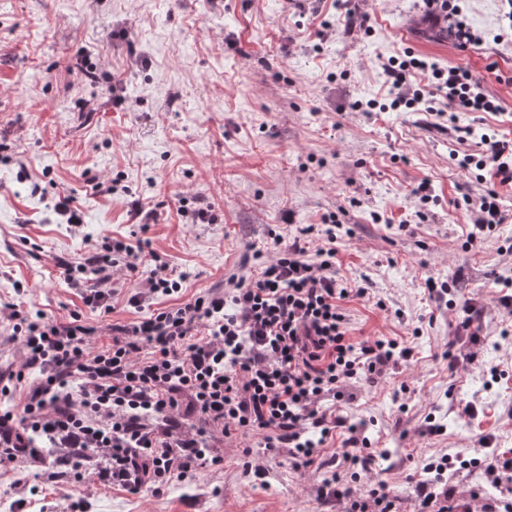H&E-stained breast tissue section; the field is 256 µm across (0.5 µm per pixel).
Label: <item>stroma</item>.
Listing matches in <instances>:
<instances>
[{
    "instance_id": "stroma-1",
    "label": "stroma",
    "mask_w": 512,
    "mask_h": 512,
    "mask_svg": "<svg viewBox=\"0 0 512 512\" xmlns=\"http://www.w3.org/2000/svg\"><path fill=\"white\" fill-rule=\"evenodd\" d=\"M457 7L438 21L430 0H0V302L60 325L79 314L96 329L93 346H106L113 325L136 319L128 298L147 267L113 272L106 313L67 285L62 263L119 239L182 274L185 302L270 260L271 233L289 238L330 215L336 269L367 291L342 303L351 336L414 350L378 383L345 387L346 425L322 449L334 469H294L259 436L234 434L213 440L219 464L155 496L100 481L99 457L79 484L26 457L0 465L13 512H342L320 494L330 475L343 486L384 481L398 512H415V484L438 454L460 459L446 474L457 497L503 512L512 473L492 480L485 465L512 448V311L495 299L512 281V186L461 169L459 157L478 152L482 134L512 139V6ZM459 21L475 36L464 47ZM407 53L470 70L500 113L388 109L383 66ZM84 62L99 83L85 80ZM110 180L116 189L99 194ZM423 182L426 203L413 193ZM492 191L505 221L468 245ZM66 195L81 223L55 213ZM135 200L156 209V223L135 222ZM183 204L213 223H183ZM431 280L449 296L432 295ZM464 321L483 341L474 363L456 366ZM350 427L361 443L347 449ZM356 456L374 457L373 471L359 472Z\"/></svg>"
}]
</instances>
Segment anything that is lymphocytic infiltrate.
Listing matches in <instances>:
<instances>
[{"label":"lymphocytic infiltrate","instance_id":"1","mask_svg":"<svg viewBox=\"0 0 512 512\" xmlns=\"http://www.w3.org/2000/svg\"><path fill=\"white\" fill-rule=\"evenodd\" d=\"M384 70L396 95L391 109H412L442 97L455 112H495L470 71L443 69L417 58L392 59ZM484 151L465 155L462 167L491 169L512 184V139L484 136ZM305 227L288 248L264 262L251 279L227 292L152 310L112 329L111 345L98 349L95 330L73 317L57 325L42 312L13 309L22 362L0 375V395L10 396L26 369L38 368L21 410L0 409V463L35 453L39 445L69 449L74 482L90 473L80 463L93 451L105 461L100 480L138 494L160 495L176 480L207 466L215 435L260 436L265 450H286L294 468L308 467L325 438L343 421L322 408L339 399L336 386L383 367L410 361L412 350L394 339L353 341L342 302L364 296L336 270L335 225L326 243L310 249ZM142 252L104 242L92 260L65 265L72 287L86 288V305L111 311L112 270L135 272ZM322 495L345 503V512H395L385 483L361 492L324 480Z\"/></svg>","mask_w":512,"mask_h":512}]
</instances>
